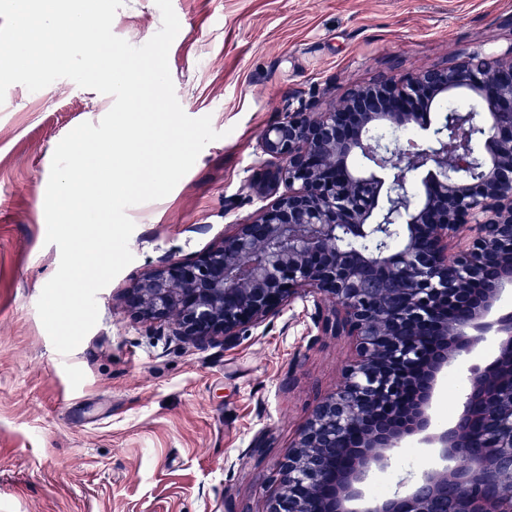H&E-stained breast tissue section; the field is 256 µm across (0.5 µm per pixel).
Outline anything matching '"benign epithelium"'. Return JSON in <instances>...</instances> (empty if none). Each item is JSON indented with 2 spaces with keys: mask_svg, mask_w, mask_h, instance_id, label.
Here are the masks:
<instances>
[{
  "mask_svg": "<svg viewBox=\"0 0 512 512\" xmlns=\"http://www.w3.org/2000/svg\"><path fill=\"white\" fill-rule=\"evenodd\" d=\"M468 92L488 117L450 153L425 123L422 147L375 140L410 129L436 99ZM258 193L275 199L193 259L165 258L127 289L141 320L199 347L227 342L294 299L312 298L324 334L354 351L342 380L309 413L280 462L266 512H512V47L472 53L388 81L357 85L326 112L286 100L263 132ZM355 156L384 179L356 172ZM424 169L423 194L406 174ZM391 197L396 223L380 224ZM455 420L433 402L479 345ZM433 448L430 465L371 496L399 449Z\"/></svg>",
  "mask_w": 512,
  "mask_h": 512,
  "instance_id": "1",
  "label": "benign epithelium"
}]
</instances>
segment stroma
Here are the masks:
<instances>
[{
  "instance_id": "1",
  "label": "stroma",
  "mask_w": 512,
  "mask_h": 512,
  "mask_svg": "<svg viewBox=\"0 0 512 512\" xmlns=\"http://www.w3.org/2000/svg\"><path fill=\"white\" fill-rule=\"evenodd\" d=\"M177 99L211 116L209 143L165 198L129 208L134 255L97 295L95 327L59 354L36 309L60 261L44 199L59 141L111 96L60 79L0 104V512H264L269 479L352 352L295 299L228 344L160 334L123 302L164 256L205 251L265 205L258 148L288 94L322 111L348 87L512 47V0H172ZM125 0L114 33L161 27ZM203 232H195V225Z\"/></svg>"
}]
</instances>
